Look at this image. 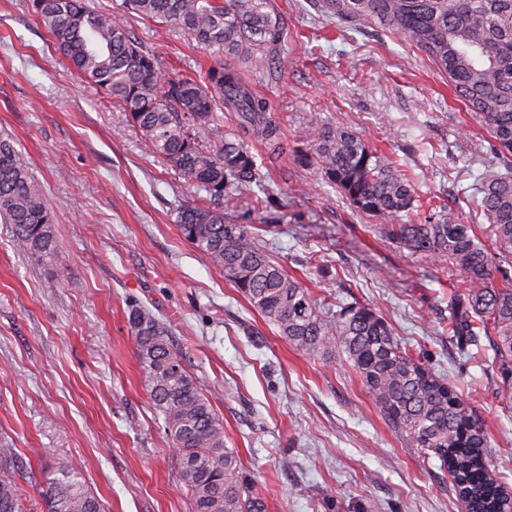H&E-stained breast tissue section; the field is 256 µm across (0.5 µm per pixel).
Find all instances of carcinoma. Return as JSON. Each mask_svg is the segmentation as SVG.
I'll list each match as a JSON object with an SVG mask.
<instances>
[{"label": "carcinoma", "mask_w": 512, "mask_h": 512, "mask_svg": "<svg viewBox=\"0 0 512 512\" xmlns=\"http://www.w3.org/2000/svg\"><path fill=\"white\" fill-rule=\"evenodd\" d=\"M57 49L150 141L160 162L181 173L205 204H185L177 224L186 241L275 325L295 349L341 357L391 430L411 448L431 452L448 469L462 512H509L505 487L486 457L488 441L450 380L404 346L374 308L334 309L314 297L273 258L246 224L224 217V197L260 180L261 165L242 135L268 151L281 134L267 100L247 84L239 64L271 68L280 54L282 18L271 0H125L124 8L192 37L224 60L196 81L163 70L128 30L124 14L95 12L85 0H29ZM325 15L354 30L403 37L448 80L457 99L486 130L505 172L477 176L475 202L490 225L464 224L444 204L419 209L414 184L395 160L358 133L316 127L302 135L296 162H316L330 185L359 212L377 218L405 249L448 258L465 283L448 308V333L462 346L492 342L503 391L512 399V0H318ZM232 113L238 129L224 127ZM0 222L11 225L19 253L52 260L54 216L29 163L0 136ZM501 275L506 285H496ZM144 383L162 415L191 512H267L252 495L238 454L224 446V423L169 342L163 322L140 308L128 317ZM14 448H0V512H24ZM42 512H104L73 468L44 474Z\"/></svg>", "instance_id": "cac0c4a2"}]
</instances>
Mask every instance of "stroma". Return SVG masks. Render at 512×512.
<instances>
[{"label": "stroma", "instance_id": "stroma-1", "mask_svg": "<svg viewBox=\"0 0 512 512\" xmlns=\"http://www.w3.org/2000/svg\"><path fill=\"white\" fill-rule=\"evenodd\" d=\"M272 4L280 61L244 76L281 128L265 187L288 205L255 209L247 190L225 198L224 214L318 300L371 305L452 380L512 491V399L491 344L463 348L448 334L458 271L388 239L317 165L294 161L308 128L354 130L418 175L422 197L480 224L466 198L494 162L489 137L401 37L338 34L313 0ZM126 22L164 69L195 78L218 63L183 32L133 13ZM1 135L28 158L59 246L50 265L22 255L0 223V446L30 472L33 512L44 472L63 467L106 512H190L128 324L135 304L169 328L268 512H460L447 469L386 425L342 359L292 347L184 239L177 212L197 193L56 49L29 0H0Z\"/></svg>", "mask_w": 512, "mask_h": 512}]
</instances>
